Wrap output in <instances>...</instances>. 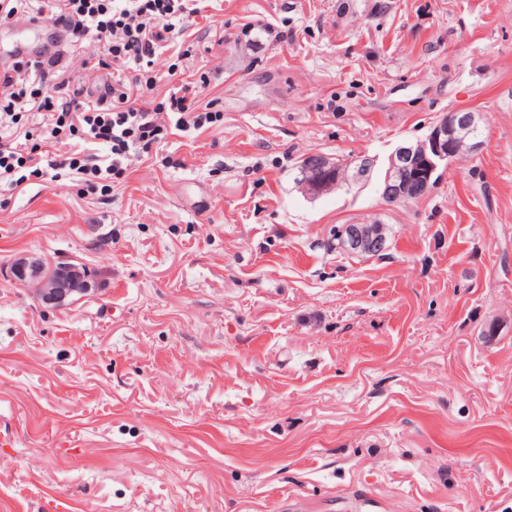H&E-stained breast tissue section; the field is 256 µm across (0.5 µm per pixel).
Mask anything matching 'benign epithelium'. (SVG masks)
<instances>
[{
	"instance_id": "benign-epithelium-1",
	"label": "benign epithelium",
	"mask_w": 512,
	"mask_h": 512,
	"mask_svg": "<svg viewBox=\"0 0 512 512\" xmlns=\"http://www.w3.org/2000/svg\"><path fill=\"white\" fill-rule=\"evenodd\" d=\"M479 128L480 113L450 112L436 121L424 137L399 145L388 158L382 182L383 200L392 204L405 199L416 201L427 195L461 150L474 154L482 149L484 141L475 135ZM373 166L369 157L340 162L323 153L309 152L296 166L295 184L313 199L348 184L344 174L350 171L353 179H364ZM338 232L350 254L373 255L386 249L384 224H343ZM8 278L18 285L34 284L38 299L48 306L59 305L72 296L83 297L97 288L94 280L66 259L46 269L41 261L22 257L9 268Z\"/></svg>"
}]
</instances>
